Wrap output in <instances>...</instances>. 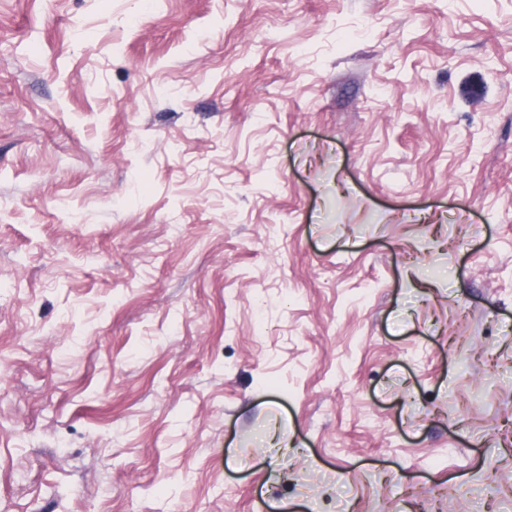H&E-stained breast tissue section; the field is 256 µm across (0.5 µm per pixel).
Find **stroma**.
<instances>
[{
	"mask_svg": "<svg viewBox=\"0 0 512 512\" xmlns=\"http://www.w3.org/2000/svg\"><path fill=\"white\" fill-rule=\"evenodd\" d=\"M0 512H512V0H0Z\"/></svg>",
	"mask_w": 512,
	"mask_h": 512,
	"instance_id": "35a3bbf8",
	"label": "stroma"
}]
</instances>
